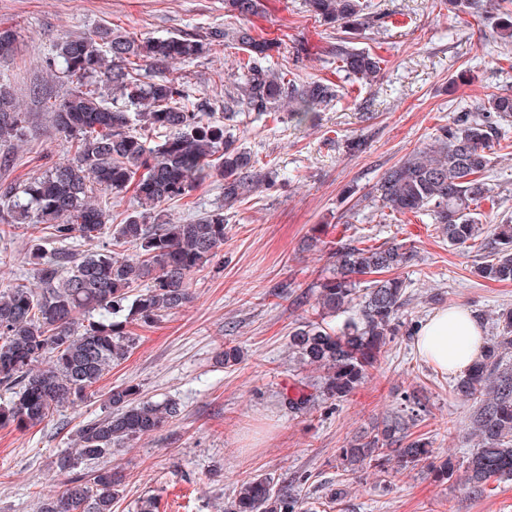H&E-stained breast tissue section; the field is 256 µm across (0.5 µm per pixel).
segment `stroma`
I'll list each match as a JSON object with an SVG mask.
<instances>
[{"mask_svg": "<svg viewBox=\"0 0 512 512\" xmlns=\"http://www.w3.org/2000/svg\"><path fill=\"white\" fill-rule=\"evenodd\" d=\"M376 2L380 20L354 40L383 60L380 79L365 85L337 70V32L315 20L303 0H263L246 20L225 11L224 0H0V23L18 31L14 52L0 56V82L10 84L27 116L11 165L0 169V186L26 183L71 158L50 118L68 87L46 73L45 59L62 39L105 26L145 39L245 25L273 44L276 70L344 89L300 124L284 109L230 119L215 109L214 120L251 153L266 183L225 208L224 243L192 276L191 302L152 326H132L133 349L91 398L23 431L0 428V512H38L41 498L67 479L57 458L73 452L81 425L104 416L102 394L125 383L139 385L148 399L177 400L181 414L158 432L78 464L80 474L120 472L114 512H136L148 496L158 497L160 512H224L240 484L257 476L293 480L316 512H512V481L490 483L481 495L466 483V460L480 444L472 404L451 392L453 375L416 354L410 336L395 337L336 406L315 394L319 371L288 350L290 331L316 311L315 283L342 242L413 250V261L398 271L412 297V323L458 306L485 314L488 339L490 318L512 308V284L479 277L475 251L449 247L428 216H390L375 193L387 169L430 144L458 112L512 91V42L498 34L491 0L463 12L451 0ZM242 55L235 42H216L205 57L176 65L173 75L190 98L204 99L232 83ZM355 140L360 149H351ZM488 180L495 202L483 210L493 225L512 217V146L495 148ZM223 202V186L212 179L166 209L182 223ZM32 244L28 225L7 228L0 288L30 278ZM228 344L243 351L232 367L216 361ZM297 383L311 395L301 411L286 401ZM410 393L427 406L412 435L427 438L438 460L452 463L453 478L442 482L427 465L403 469L393 460L382 470L345 469L338 448L399 415ZM333 489L342 497L330 500Z\"/></svg>", "mask_w": 512, "mask_h": 512, "instance_id": "1", "label": "stroma"}]
</instances>
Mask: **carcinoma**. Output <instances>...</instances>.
<instances>
[{"label": "carcinoma", "mask_w": 512, "mask_h": 512, "mask_svg": "<svg viewBox=\"0 0 512 512\" xmlns=\"http://www.w3.org/2000/svg\"><path fill=\"white\" fill-rule=\"evenodd\" d=\"M502 4L497 27L512 41V0ZM307 12L347 33L374 23L372 0H304ZM224 8L246 18L261 9L260 0H224ZM232 38L247 58L233 83L237 101L252 112L288 107L301 123L317 106L338 98V86L300 81L269 66L272 44L248 28L233 33L134 39L110 27L66 39L46 60L55 78L70 85L53 105L57 131L71 139L73 157L20 187L0 192V234L4 226L51 228L46 243L28 254L35 287L16 282L0 291V386L15 390L0 407V428L39 425L60 409L83 400L112 365L135 345L131 324L149 325L189 300L188 281L224 244V207L246 189L256 161L236 145L224 126L208 120L210 101L194 102L169 72L177 62L194 61L217 39ZM336 62L347 75L372 83L382 59L364 49L336 46ZM512 93L488 97L441 128L433 144L389 168L376 185L391 213H425L452 247L486 252L476 274L512 283V224L485 234L481 206L493 200L486 180L489 151L508 139ZM26 114L13 92L0 84V142L12 145L22 134ZM223 182L224 204L187 223L170 218L165 204L189 193L195 183ZM134 187L141 211L122 224H109L100 199ZM109 235L138 249L137 258L110 245L77 254L70 240L95 241ZM332 271L316 283L318 318L294 328L290 350L305 364L323 371L318 392L341 403L375 367L386 346L417 325L406 322L410 303L405 281L361 280L402 268L414 259L401 245L346 242L333 253ZM145 286L133 296L131 289ZM346 315L336 326L326 318ZM512 350V308L501 310L491 342L472 367L451 385L475 403L473 429L481 447L469 458L465 480L476 494L491 482L512 481V371L502 368ZM45 363L40 368L37 363ZM108 414L76 431V455L58 458L69 472L80 460L99 459L114 448L158 431L181 414L173 399L154 401L134 384L105 393ZM404 467L432 458L424 439L408 438L405 421L396 419L374 433L338 449L345 466L384 467L391 454ZM122 476L101 469L86 479L75 476L40 504V512H112ZM224 512H311L302 508L296 487L256 477L243 483Z\"/></svg>", "instance_id": "cac0c4a2"}]
</instances>
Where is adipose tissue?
<instances>
[{"mask_svg":"<svg viewBox=\"0 0 512 512\" xmlns=\"http://www.w3.org/2000/svg\"><path fill=\"white\" fill-rule=\"evenodd\" d=\"M483 332L469 311L443 308L419 327L413 345L428 364L444 373L462 374L482 352Z\"/></svg>","mask_w":512,"mask_h":512,"instance_id":"obj_1","label":"adipose tissue"}]
</instances>
